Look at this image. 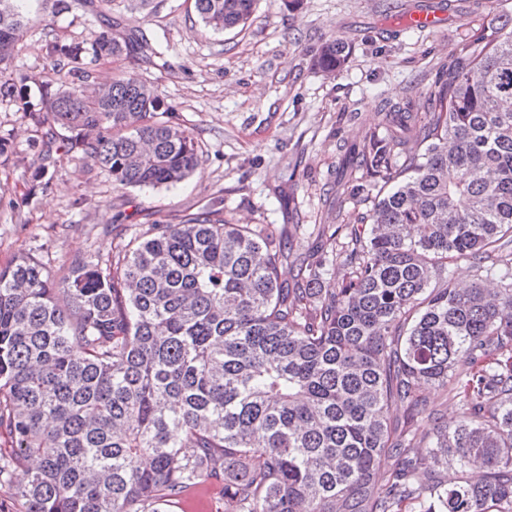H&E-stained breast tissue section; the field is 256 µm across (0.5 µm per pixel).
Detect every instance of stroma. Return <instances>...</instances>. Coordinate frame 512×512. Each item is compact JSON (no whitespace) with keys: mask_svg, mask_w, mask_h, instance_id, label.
Instances as JSON below:
<instances>
[{"mask_svg":"<svg viewBox=\"0 0 512 512\" xmlns=\"http://www.w3.org/2000/svg\"><path fill=\"white\" fill-rule=\"evenodd\" d=\"M414 2L302 0L292 10L284 0H257L245 26L218 32L191 0H154L150 14L114 0L107 22L92 14L52 17L39 0H25L29 24L8 71L44 81L54 76L47 40L88 43L107 27L145 31L162 46L159 64L108 59L94 76L133 72L156 88L194 131L199 164L174 186L117 187L86 159L64 157L39 181L37 134L13 103L0 100V131L11 135L0 155V267L32 253L59 278L71 258L111 251L113 230L135 235L147 214L175 224L216 210L232 224L301 232L300 247L280 269L281 281L293 283L313 228L354 221L350 150L377 126L384 102L422 110L427 85L467 29L462 17L433 31L407 25ZM334 36L352 52L329 79L313 69L312 57Z\"/></svg>","mask_w":512,"mask_h":512,"instance_id":"1","label":"stroma"}]
</instances>
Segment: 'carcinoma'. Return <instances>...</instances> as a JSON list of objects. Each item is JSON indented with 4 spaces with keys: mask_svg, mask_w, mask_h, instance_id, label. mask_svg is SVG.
I'll return each mask as SVG.
<instances>
[{
    "mask_svg": "<svg viewBox=\"0 0 512 512\" xmlns=\"http://www.w3.org/2000/svg\"><path fill=\"white\" fill-rule=\"evenodd\" d=\"M17 2L0 0V64L27 27ZM79 6L105 17L112 0H45ZM193 7L224 31L255 0ZM349 51L329 39L314 66L330 79ZM151 54L141 32L49 40L63 77L37 100L0 67V99L42 132L38 174L59 127V149L115 186L189 176L197 143L157 90L93 79L104 59ZM424 97L353 152L368 234L318 229L292 287L278 269L294 237L214 210L149 219L57 280L30 253L1 267L0 490L24 512H170L208 488L222 512H512V17L470 27ZM429 386L459 398L455 427L421 430Z\"/></svg>",
    "mask_w": 512,
    "mask_h": 512,
    "instance_id": "cac0c4a2",
    "label": "carcinoma"
}]
</instances>
